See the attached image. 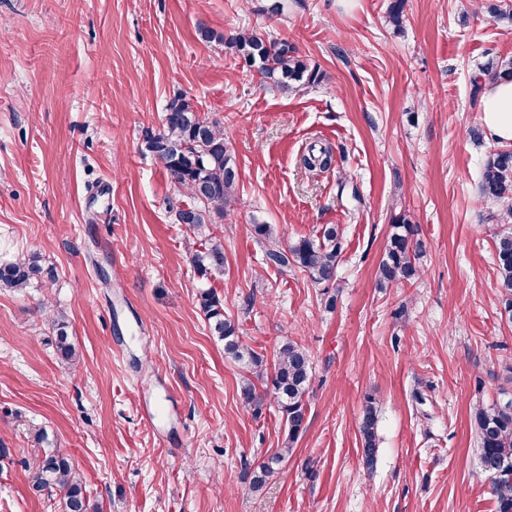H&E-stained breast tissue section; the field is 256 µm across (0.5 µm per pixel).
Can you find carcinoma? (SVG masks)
<instances>
[{
	"mask_svg": "<svg viewBox=\"0 0 512 512\" xmlns=\"http://www.w3.org/2000/svg\"><path fill=\"white\" fill-rule=\"evenodd\" d=\"M203 39L229 45L249 67L257 68L267 84L277 89L300 90L319 81V73L301 59L287 41L265 46L264 37L241 30L226 38L224 34L201 27ZM485 75L491 79L512 77V58L490 59ZM145 149L155 155L169 153L164 168L175 184L185 189L190 203L178 207L174 217L187 226L200 241L190 252V262L202 279L224 272V238L215 232L218 221L232 211L237 203L235 187L239 181L236 162L228 149L224 126L199 112L194 103L180 94L167 106L162 128L145 136ZM333 163L332 153L322 149L319 154L303 157L304 168L326 171ZM486 199L502 200L506 208L491 220L506 228L493 233L496 264L503 289L504 311L512 316V151L497 150L488 156L479 184ZM379 265L382 285H399L418 276L415 256L422 251L416 239V225L401 217L394 224ZM254 241L262 248L267 265L284 273L297 268L305 272L315 285H332L336 280V263L341 252L342 229L336 224L322 227L321 237H302L282 244L269 224H255ZM53 279L52 269L43 267L39 256L24 261L0 264V288L22 291L34 281ZM199 305L213 335L224 341L227 357L244 364L248 377L241 393L247 406L261 413L266 396H271L288 428L292 443L304 426L306 396L311 383V357L307 350L293 341L282 343L274 354L273 364L265 356L242 345L240 324L224 313V301L211 287L199 292ZM57 336L56 350L61 360L77 364V356L68 340L67 322L59 316L52 320ZM263 391H257V385ZM479 448L481 472L491 481L497 512H512V400L479 405L471 413ZM376 409L367 402L359 424L362 460L368 467L378 452ZM290 448H281L270 461L253 473L249 490H262L274 476L278 464ZM32 488L37 492L60 495L62 512H89L85 487L73 462L63 453H49L36 459L32 466Z\"/></svg>",
	"mask_w": 512,
	"mask_h": 512,
	"instance_id": "obj_1",
	"label": "carcinoma"
}]
</instances>
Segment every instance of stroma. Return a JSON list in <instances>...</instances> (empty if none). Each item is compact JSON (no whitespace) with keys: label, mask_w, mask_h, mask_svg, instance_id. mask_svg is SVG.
<instances>
[{"label":"stroma","mask_w":512,"mask_h":512,"mask_svg":"<svg viewBox=\"0 0 512 512\" xmlns=\"http://www.w3.org/2000/svg\"><path fill=\"white\" fill-rule=\"evenodd\" d=\"M274 2L0 0V263L35 252L54 270L0 289V512H60L31 487L44 452L72 459L89 512H496L470 410L512 377V319L494 264L501 205L479 194L496 144L470 131L479 71L512 56V25L490 0H407L399 30L391 0ZM202 23L288 41L321 80L269 88ZM180 93L220 120L240 170L218 227L224 270L206 281L174 219L189 199L143 150ZM314 145L334 167L304 169ZM402 215L419 275L381 288ZM256 224L285 243L340 225L335 283L265 266ZM206 287L249 348L270 359L292 339L311 355L305 426L257 494L249 478L287 429L275 407L245 406V370L198 304ZM58 315L77 366L57 355ZM377 417L376 409L371 401H367L361 422L359 424V432L362 443V460L367 467H372L376 460L378 452L377 438Z\"/></svg>","instance_id":"obj_1"}]
</instances>
